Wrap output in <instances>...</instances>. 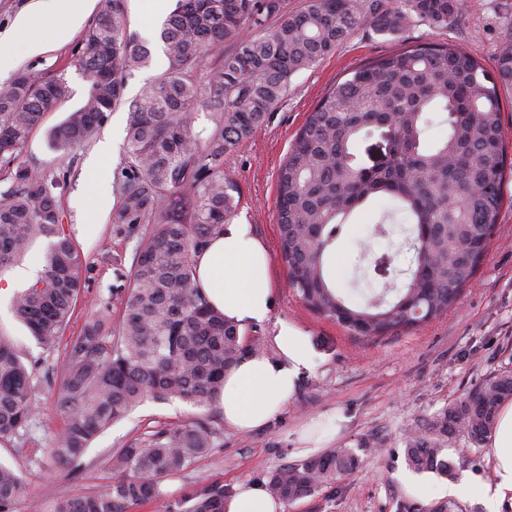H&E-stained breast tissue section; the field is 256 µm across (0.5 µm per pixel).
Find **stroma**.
Masks as SVG:
<instances>
[{
    "label": "stroma",
    "instance_id": "35a3bbf8",
    "mask_svg": "<svg viewBox=\"0 0 512 512\" xmlns=\"http://www.w3.org/2000/svg\"><path fill=\"white\" fill-rule=\"evenodd\" d=\"M164 15L147 16L138 0H125V28L146 41L151 61L129 78L127 101L165 70L167 59L158 38ZM58 22L36 21L35 31L49 45L40 58L25 67L38 74L64 73L70 97L63 107L47 113L40 128L30 136L20 156L26 165L48 173L68 169L70 188L62 200L63 223L83 252L86 284L76 313L64 333L72 338L82 330L99 302L109 305L112 317L122 311V285L116 266L130 268L137 234H116L111 217L120 205L112 197L109 209L97 210L99 187L87 173L90 160L103 143L114 146L107 159L108 171H116L127 136L128 109L111 112L100 133L67 162L48 146L49 130L85 100L88 84L71 65L75 40L56 41ZM512 34V0H469V9L455 28L442 31L426 25L410 27L400 37L356 31L336 53L297 74L288 94L268 122L227 157L224 169L234 178L240 201L236 223L249 225L268 248L270 284L274 305L267 319L241 327L249 350L278 357L275 338L286 328L301 331L311 347V365L304 370L298 389L268 425L241 433L226 425L217 405L205 408L174 401L148 400L125 419L97 437L83 457L84 471L72 476L66 467L45 460L29 462L22 439L0 447V460L18 466L24 473L29 494L44 507L63 496L99 492L111 483L113 472L106 464L113 450L123 447L131 435L200 418L212 420L218 431L214 448L198 457L184 471L165 478L170 501H181L198 479L205 478L232 489L241 481L265 479L268 472L284 464L302 461L296 443L297 430L309 419L341 411L348 423L336 442L359 456L354 473L339 478L315 495L290 503L287 512H426L437 502L439 478L432 473L417 475L422 488L413 493L401 482L409 468L404 458L403 438L458 398L465 390L491 374L512 369V176L503 183L504 204L486 257L458 305L446 316L415 330L371 342L351 335L334 321L309 311L287 284V267L281 256L277 224L276 179L298 130L320 99L347 73L363 62L411 44L450 43L477 54L486 67H493L507 35ZM386 203L376 202L359 210L344 225L336 244L334 279L338 288H349L361 259L356 243L366 238L373 255L389 252L387 240L371 238ZM50 241L37 239L28 252L0 271V334L11 338L25 361L36 364L39 378L35 393L36 418L27 429L42 442H49L64 425L57 407V368L62 345L38 343L13 313V300L23 288L15 279L16 269L31 266L43 270ZM450 455L464 467L458 480L474 478L491 484L495 475L489 449H476L467 439L451 443Z\"/></svg>",
    "mask_w": 512,
    "mask_h": 512
}]
</instances>
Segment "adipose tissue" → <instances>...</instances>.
<instances>
[{"label": "adipose tissue", "mask_w": 512, "mask_h": 512, "mask_svg": "<svg viewBox=\"0 0 512 512\" xmlns=\"http://www.w3.org/2000/svg\"><path fill=\"white\" fill-rule=\"evenodd\" d=\"M94 0H30L13 19L7 38L24 35L23 56L35 58L47 50L46 41L32 30L38 16L61 19L59 39H68L93 9ZM20 56V57H23ZM20 57L0 52V76L13 72ZM267 247L254 238L245 224H227L196 257L195 283L210 304L238 325L265 320L272 307ZM281 356L261 353L243 356L225 375L219 396L224 421L241 433L269 424L290 399L302 369L308 368L311 352L304 334L288 329L277 338ZM347 424L342 413L307 421L297 432L306 452L328 447ZM490 462L498 480L480 486L487 512H500L512 500V403L503 405L490 435ZM224 512H287L284 501L270 495L261 481L239 483L224 500Z\"/></svg>", "instance_id": "ef3b65f1"}]
</instances>
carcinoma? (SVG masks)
<instances>
[{"label":"carcinoma","instance_id":"carcinoma-1","mask_svg":"<svg viewBox=\"0 0 512 512\" xmlns=\"http://www.w3.org/2000/svg\"><path fill=\"white\" fill-rule=\"evenodd\" d=\"M466 0H307L295 14L284 0H177L159 38L167 69L128 110L127 140L115 186V232H139L117 324L101 311L67 344L59 368L62 431L31 459L50 458L81 473L92 441L144 400L206 407L224 375L247 351L237 323L211 307L195 285V257L237 213V186L224 160L263 126L288 94L292 78L312 68L359 29L398 34L415 22L445 30L466 13ZM148 44L124 31L123 0H104L72 62L88 82L83 104L49 132L66 155L92 140L125 103L128 78L148 65ZM512 86V35L486 69L449 44L393 50L353 69L316 105L288 151L277 179L281 255L288 287L305 306L353 335L382 339L440 318L477 275L504 196L506 135L500 91ZM69 97L64 76L27 71L0 86V269L39 237L51 239L41 275L18 292L16 316L39 343L65 333L83 294L84 257L66 233L61 198L67 174L47 175L19 162L46 113ZM211 126L196 130L199 112ZM442 114L448 135L430 141L428 114ZM393 132L384 157L365 165L353 145L376 129ZM374 199L389 203L404 227L377 225L373 235L401 232V282L354 301L330 281L327 255L348 218ZM34 369L0 336V444L21 437L35 417ZM512 399V369L463 392L404 440L407 466L453 478L463 462L446 453L460 437L479 448L501 405ZM209 419L131 437L106 459L112 483L96 493L57 500L53 512H128L147 501L158 512H224V485L200 480L184 502H170L163 478L214 448ZM359 458L336 448L267 475L266 487L287 502L356 470ZM26 493L21 469L0 463V512H16Z\"/></svg>","mask_w":512,"mask_h":512}]
</instances>
